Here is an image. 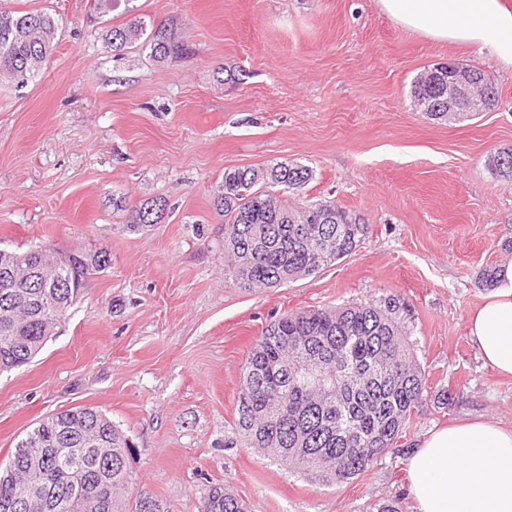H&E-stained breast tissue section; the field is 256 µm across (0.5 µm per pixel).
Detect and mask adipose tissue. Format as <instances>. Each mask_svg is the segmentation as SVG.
<instances>
[{
	"label": "adipose tissue",
	"instance_id": "ef3b65f1",
	"mask_svg": "<svg viewBox=\"0 0 512 512\" xmlns=\"http://www.w3.org/2000/svg\"><path fill=\"white\" fill-rule=\"evenodd\" d=\"M405 30L439 42L489 49L512 70V5L507 0H376ZM485 365L512 376V260L467 319ZM417 512H512V428L478 419L429 432L408 460Z\"/></svg>",
	"mask_w": 512,
	"mask_h": 512
}]
</instances>
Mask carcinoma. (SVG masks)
Here are the masks:
<instances>
[{"label": "carcinoma", "mask_w": 512, "mask_h": 512, "mask_svg": "<svg viewBox=\"0 0 512 512\" xmlns=\"http://www.w3.org/2000/svg\"><path fill=\"white\" fill-rule=\"evenodd\" d=\"M57 30L45 11L0 8V74L22 85L35 80L54 50ZM105 41L114 52L138 44L157 62L184 50L178 31L139 16L108 30ZM470 73L494 108V82L478 68ZM433 81L431 74L414 81L413 104L431 120L469 117L448 113ZM488 167L511 180L512 148L496 151ZM312 176L296 161L224 170L213 201L224 216V281L276 288L316 274L358 246L367 230L361 218L333 204L299 205L283 197ZM165 207L153 199L130 209L125 229L136 233L158 223ZM19 256L39 267L52 252L42 245L0 252V284ZM109 265L105 251L70 254L55 278L26 287L42 309H26L29 301L0 287V372L30 363L89 276ZM401 310L398 297L389 294L285 313L268 325L250 349L238 394L236 429L246 444L289 468L338 483L359 477L395 449L426 392ZM309 360L323 368L319 388L304 381ZM96 448L112 449V463L97 460ZM128 448V437L99 409L78 406L48 416L16 444L0 470V512H123L114 491L127 484ZM132 512L169 507L143 491ZM200 512L249 510L244 500L215 486Z\"/></svg>", "instance_id": "cac0c4a2"}]
</instances>
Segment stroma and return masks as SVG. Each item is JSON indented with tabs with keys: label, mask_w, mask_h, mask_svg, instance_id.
<instances>
[{
	"label": "stroma",
	"mask_w": 512,
	"mask_h": 512,
	"mask_svg": "<svg viewBox=\"0 0 512 512\" xmlns=\"http://www.w3.org/2000/svg\"><path fill=\"white\" fill-rule=\"evenodd\" d=\"M0 7L59 24L40 77H0V248L111 257L36 358L0 375V469L42 419L87 406L132 444L128 504L146 491L199 512L221 485L252 512H414L407 461L429 430L512 427V378L467 334L489 292L481 272L512 260V181L485 165L512 148V72L488 50L417 36L374 0H133V13L96 18L88 0ZM134 13L178 28L184 51L114 57L101 35ZM444 62L489 74L497 107L448 123L416 111L413 80ZM281 161L313 170L295 202H336L368 232L310 277L227 284L214 194L225 170ZM156 198L163 219L127 232L126 208ZM389 294L408 307L427 389L399 450L325 484L245 447L237 397L262 330L287 312Z\"/></svg>",
	"instance_id": "1"
}]
</instances>
